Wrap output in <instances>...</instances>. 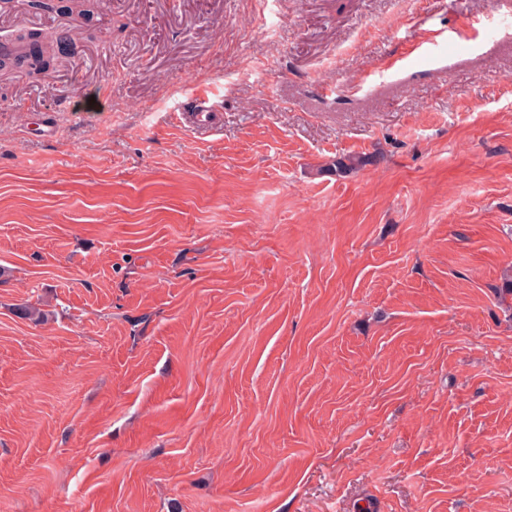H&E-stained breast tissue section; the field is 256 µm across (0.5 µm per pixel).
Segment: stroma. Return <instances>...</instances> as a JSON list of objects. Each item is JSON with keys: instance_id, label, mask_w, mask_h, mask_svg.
Segmentation results:
<instances>
[{"instance_id": "1", "label": "stroma", "mask_w": 512, "mask_h": 512, "mask_svg": "<svg viewBox=\"0 0 512 512\" xmlns=\"http://www.w3.org/2000/svg\"><path fill=\"white\" fill-rule=\"evenodd\" d=\"M20 31L57 44L0 75V512H512V0Z\"/></svg>"}]
</instances>
